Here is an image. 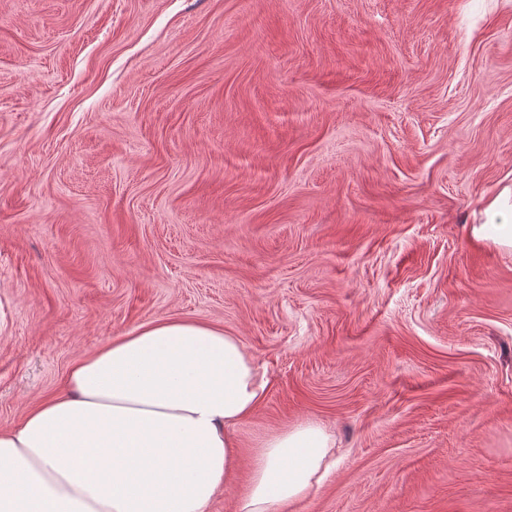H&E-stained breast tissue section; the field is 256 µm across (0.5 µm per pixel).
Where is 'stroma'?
<instances>
[{
    "mask_svg": "<svg viewBox=\"0 0 512 512\" xmlns=\"http://www.w3.org/2000/svg\"><path fill=\"white\" fill-rule=\"evenodd\" d=\"M512 0H0V427L161 317L240 338L287 512H512ZM509 198L510 192L488 204L482 211L485 222L472 226L474 237L490 242L500 250L507 252L512 251V206L509 203ZM504 212H510V219L502 224H493L494 218ZM333 448L319 426L302 423L265 440L254 462L249 491L239 512H270L307 498L320 485ZM323 468L322 472L321 469Z\"/></svg>",
    "mask_w": 512,
    "mask_h": 512,
    "instance_id": "35a3bbf8",
    "label": "stroma"
}]
</instances>
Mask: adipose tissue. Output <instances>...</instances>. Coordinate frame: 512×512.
Here are the masks:
<instances>
[{"label": "adipose tissue", "mask_w": 512, "mask_h": 512, "mask_svg": "<svg viewBox=\"0 0 512 512\" xmlns=\"http://www.w3.org/2000/svg\"><path fill=\"white\" fill-rule=\"evenodd\" d=\"M512 210L488 204L477 239L512 251ZM268 380L239 337L162 318L77 359L62 393L0 427V512H208L230 479L232 427ZM333 446L302 423L265 440L238 512H271L319 486Z\"/></svg>", "instance_id": "ef3b65f1"}]
</instances>
